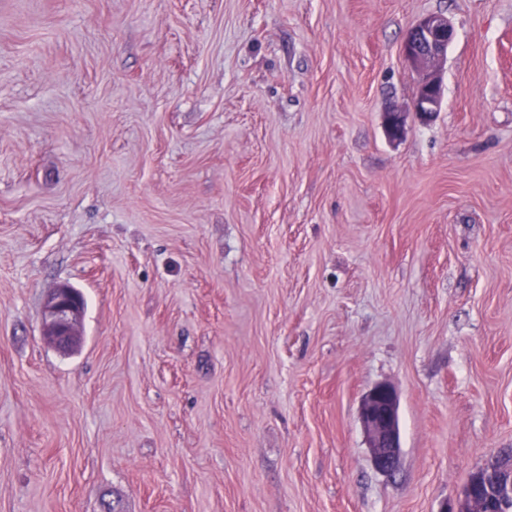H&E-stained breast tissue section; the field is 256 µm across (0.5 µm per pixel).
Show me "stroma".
<instances>
[{
  "label": "stroma",
  "instance_id": "obj_1",
  "mask_svg": "<svg viewBox=\"0 0 512 512\" xmlns=\"http://www.w3.org/2000/svg\"><path fill=\"white\" fill-rule=\"evenodd\" d=\"M502 448L512 0H0V512H441ZM452 37L453 26L448 17L430 14L419 19L403 41V57L419 74L412 112L420 121L431 119L439 111L443 89L437 70L447 55ZM83 312L84 298L80 291L68 284L54 288L45 303L44 336L58 346H72L79 336ZM371 458L377 470H396L401 448L398 396L387 384L375 385L364 396L360 412Z\"/></svg>",
  "mask_w": 512,
  "mask_h": 512
}]
</instances>
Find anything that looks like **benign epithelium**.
<instances>
[{
    "instance_id": "benign-epithelium-1",
    "label": "benign epithelium",
    "mask_w": 512,
    "mask_h": 512,
    "mask_svg": "<svg viewBox=\"0 0 512 512\" xmlns=\"http://www.w3.org/2000/svg\"><path fill=\"white\" fill-rule=\"evenodd\" d=\"M452 37L453 26L448 17L430 14L419 19L403 41V57L419 74L412 112L421 121L439 111L443 89L437 70L447 55ZM406 119L407 113L402 111L386 113L385 128L390 137L402 135ZM83 312L84 298L80 291L68 284L53 289L45 303L44 336L58 346L73 345ZM360 418L374 466L383 473L394 472L401 448L396 391L387 384L374 386L363 398ZM483 487L502 502L512 500V458L500 461L498 477L491 483L488 473L478 471L466 484L455 512H494L491 502L480 495Z\"/></svg>"
}]
</instances>
